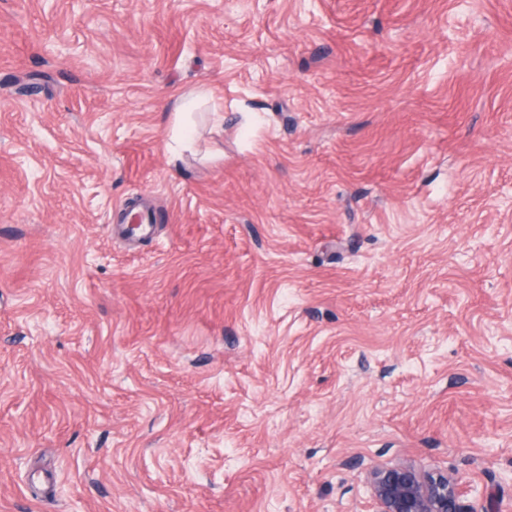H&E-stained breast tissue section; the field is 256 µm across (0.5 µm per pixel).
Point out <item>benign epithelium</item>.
<instances>
[{
  "label": "benign epithelium",
  "instance_id": "1",
  "mask_svg": "<svg viewBox=\"0 0 512 512\" xmlns=\"http://www.w3.org/2000/svg\"><path fill=\"white\" fill-rule=\"evenodd\" d=\"M369 490L376 500L377 512H492L465 509L460 491L442 473H422L412 466L395 465L374 470Z\"/></svg>",
  "mask_w": 512,
  "mask_h": 512
}]
</instances>
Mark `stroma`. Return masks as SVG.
<instances>
[{
	"label": "stroma",
	"mask_w": 512,
	"mask_h": 512,
	"mask_svg": "<svg viewBox=\"0 0 512 512\" xmlns=\"http://www.w3.org/2000/svg\"><path fill=\"white\" fill-rule=\"evenodd\" d=\"M398 464L512 512V0H0V512Z\"/></svg>",
	"instance_id": "1"
}]
</instances>
